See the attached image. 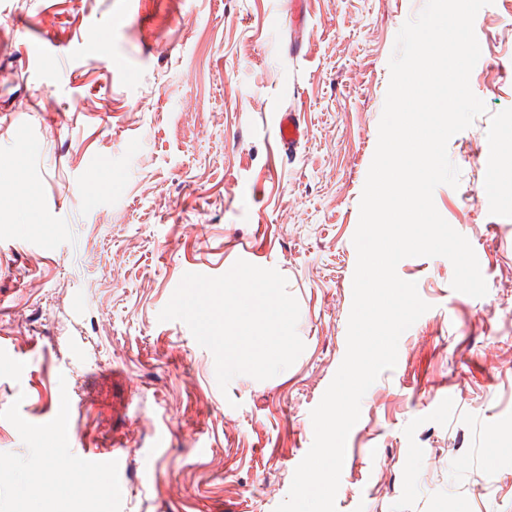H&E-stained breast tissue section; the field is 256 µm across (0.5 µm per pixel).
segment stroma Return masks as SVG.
Masks as SVG:
<instances>
[{
	"instance_id": "1",
	"label": "stroma",
	"mask_w": 512,
	"mask_h": 512,
	"mask_svg": "<svg viewBox=\"0 0 512 512\" xmlns=\"http://www.w3.org/2000/svg\"><path fill=\"white\" fill-rule=\"evenodd\" d=\"M425 3L309 0L297 24L290 0H148L115 30L126 0H0V196L23 183L36 197L0 209V512H23L49 464L121 487L104 505L74 492L77 512H275L287 498L346 352L389 59ZM474 30L487 111L450 138L459 185L433 199L488 292L453 290L445 257L400 261L429 309L362 399L337 512H512V186L482 192L485 147L512 126V0ZM36 37L54 52L39 69ZM296 103L306 138L274 158L271 118ZM240 259L287 278L305 349L223 391L212 352L158 315L185 273ZM116 444L129 465L85 462Z\"/></svg>"
}]
</instances>
